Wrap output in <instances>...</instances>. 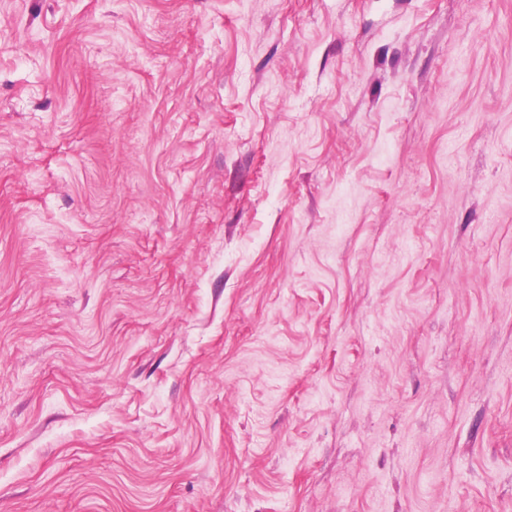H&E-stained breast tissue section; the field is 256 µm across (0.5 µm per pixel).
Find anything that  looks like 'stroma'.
Returning <instances> with one entry per match:
<instances>
[{
    "mask_svg": "<svg viewBox=\"0 0 512 512\" xmlns=\"http://www.w3.org/2000/svg\"><path fill=\"white\" fill-rule=\"evenodd\" d=\"M0 512H512V0H0Z\"/></svg>",
    "mask_w": 512,
    "mask_h": 512,
    "instance_id": "obj_1",
    "label": "stroma"
}]
</instances>
